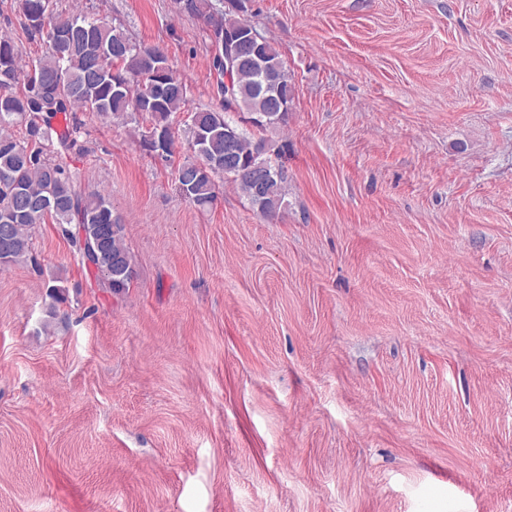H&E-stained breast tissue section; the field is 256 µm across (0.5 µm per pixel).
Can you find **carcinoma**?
Here are the masks:
<instances>
[{
  "label": "carcinoma",
  "instance_id": "obj_1",
  "mask_svg": "<svg viewBox=\"0 0 512 512\" xmlns=\"http://www.w3.org/2000/svg\"><path fill=\"white\" fill-rule=\"evenodd\" d=\"M180 10L203 19L206 30L235 37L248 24L244 0H186ZM23 30L40 36L46 49L22 62L23 51L12 39L0 37V70L13 73V84L0 83V224L12 228L7 253H0V269L34 261L35 240L42 224H56L80 260L91 256L87 269L115 294L128 290L136 279L135 262L125 242L124 222L112 217V202L100 192L81 190L67 158L82 149L83 124L75 109L125 121L142 118L148 126L134 127L140 147L150 151L153 137L164 134L176 144L172 116L188 110L187 85L157 45L131 41L103 18L58 9L56 0H20ZM271 68L288 71L287 63L269 40L260 46ZM227 46H211L210 69L219 76L218 105L192 112L188 147L195 158L177 168V188L200 210L218 200V177H225L254 201L246 175L224 173V132H238L242 168L271 163L284 145L268 136L288 122L294 98L290 80L278 94L258 91L260 76L248 61L226 71ZM248 114L254 132L230 113ZM287 176L268 181L260 212L273 219L280 212Z\"/></svg>",
  "mask_w": 512,
  "mask_h": 512
}]
</instances>
